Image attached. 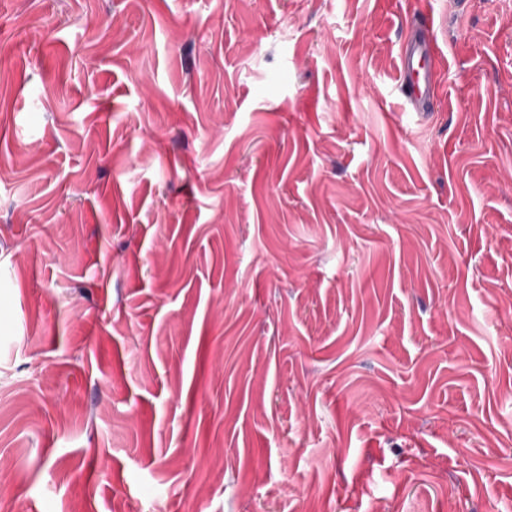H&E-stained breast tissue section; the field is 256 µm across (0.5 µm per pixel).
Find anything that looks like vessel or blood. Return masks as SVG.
Returning a JSON list of instances; mask_svg holds the SVG:
<instances>
[{"instance_id": "obj_1", "label": "vessel or blood", "mask_w": 512, "mask_h": 512, "mask_svg": "<svg viewBox=\"0 0 512 512\" xmlns=\"http://www.w3.org/2000/svg\"><path fill=\"white\" fill-rule=\"evenodd\" d=\"M437 53L436 41L420 26L410 28L400 42L399 90L409 111H431L437 100Z\"/></svg>"}]
</instances>
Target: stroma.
Instances as JSON below:
<instances>
[{
	"mask_svg": "<svg viewBox=\"0 0 512 512\" xmlns=\"http://www.w3.org/2000/svg\"><path fill=\"white\" fill-rule=\"evenodd\" d=\"M510 307L512 0H0V512H512ZM437 54V43L430 37L429 24L411 27L401 39L399 90L410 112H430L437 100Z\"/></svg>",
	"mask_w": 512,
	"mask_h": 512,
	"instance_id": "1",
	"label": "stroma"
}]
</instances>
